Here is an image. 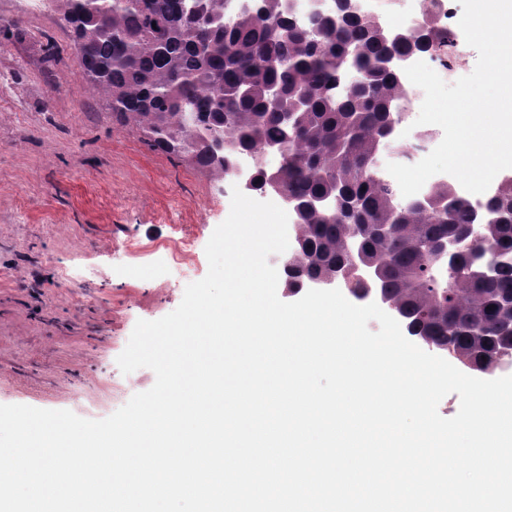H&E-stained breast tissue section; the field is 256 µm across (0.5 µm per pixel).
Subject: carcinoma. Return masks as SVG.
I'll use <instances>...</instances> for the list:
<instances>
[{
	"instance_id": "1",
	"label": "carcinoma",
	"mask_w": 512,
	"mask_h": 512,
	"mask_svg": "<svg viewBox=\"0 0 512 512\" xmlns=\"http://www.w3.org/2000/svg\"><path fill=\"white\" fill-rule=\"evenodd\" d=\"M60 2L86 84L153 149L218 179L232 176L242 150L281 152L280 167L259 168L253 186L296 216L283 288L334 278L360 298L362 270H376L407 335L476 373L512 360V174L482 218L450 186L403 204L373 170L407 89L390 61L447 57L454 44L435 21L436 0H425L417 30L394 33L349 0L307 25L282 0L231 23L226 0ZM272 87L298 102L290 118L271 106ZM442 242L453 250L440 254Z\"/></svg>"
}]
</instances>
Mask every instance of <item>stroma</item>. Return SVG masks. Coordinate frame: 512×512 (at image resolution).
I'll return each instance as SVG.
<instances>
[{
  "label": "stroma",
  "mask_w": 512,
  "mask_h": 512,
  "mask_svg": "<svg viewBox=\"0 0 512 512\" xmlns=\"http://www.w3.org/2000/svg\"><path fill=\"white\" fill-rule=\"evenodd\" d=\"M81 88L59 0H0V404L100 420L154 385L117 358L205 277L233 184L150 148ZM187 234L178 270L168 247Z\"/></svg>",
  "instance_id": "stroma-1"
}]
</instances>
